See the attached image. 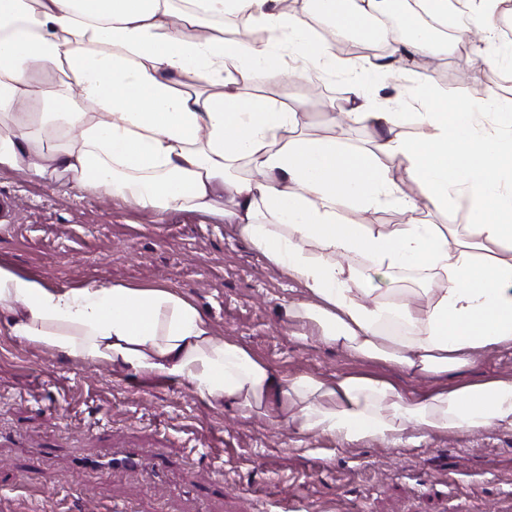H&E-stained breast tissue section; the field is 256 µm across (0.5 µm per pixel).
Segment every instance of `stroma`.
<instances>
[{"instance_id": "obj_1", "label": "stroma", "mask_w": 512, "mask_h": 512, "mask_svg": "<svg viewBox=\"0 0 512 512\" xmlns=\"http://www.w3.org/2000/svg\"><path fill=\"white\" fill-rule=\"evenodd\" d=\"M453 54L418 57L416 69L463 67L448 99H479L501 73L494 43L461 36L449 20ZM243 93L267 91L304 112L303 135L351 149L370 146L373 127L328 122L343 102L342 74L291 76L270 83L256 72ZM0 264L52 288L86 284L163 286L197 305L216 335L248 347L278 373L321 377L363 370L394 378L407 392L428 380L382 362L292 336L283 306L304 287L240 239L233 225L189 211L165 220L132 200L71 188L52 174L0 168ZM370 302L427 300L421 273L373 278ZM43 453V473L29 483L25 458ZM135 450L138 469H105ZM160 460L163 478L150 468ZM304 512H512V432L435 436L417 446L344 447L303 436L260 416L242 418L198 399L187 386L132 377L107 365L63 362L54 351L0 333V512H280L293 496Z\"/></svg>"}]
</instances>
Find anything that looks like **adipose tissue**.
I'll list each match as a JSON object with an SVG mask.
<instances>
[{
    "mask_svg": "<svg viewBox=\"0 0 512 512\" xmlns=\"http://www.w3.org/2000/svg\"><path fill=\"white\" fill-rule=\"evenodd\" d=\"M0 0V118L60 73L69 94L47 98L36 123L0 135V168L25 164L80 189L133 200L158 218L193 211L228 220L238 236L300 282L306 298L285 320L317 342L359 360L389 363L433 380L406 393L360 373L326 379L284 376L232 339L217 337L188 299L163 287L50 288L0 266V332L84 365L186 383L201 400L242 417L261 416L342 445L426 442L442 434L512 431V376L466 380L484 354L512 349V97L447 100L435 81L404 72L412 112L371 98L391 71L357 64L316 41L315 14L366 40L387 0ZM457 0H419L432 26L409 25L414 57L437 45ZM243 15L271 32L255 45L226 39L214 19ZM304 60L347 76L348 121L378 127L371 149L352 152L302 137L303 114L286 101L242 97L262 70L293 75ZM421 128L415 138L402 123ZM58 141L37 144L46 129ZM395 159L414 184L403 192L379 156ZM249 179H232L238 163ZM236 208L224 209L225 194ZM394 203L408 219L377 229L343 222ZM465 209V225L428 224L422 211ZM418 271L433 277L425 304L367 302L369 274Z\"/></svg>",
    "mask_w": 512,
    "mask_h": 512,
    "instance_id": "1",
    "label": "adipose tissue"
}]
</instances>
